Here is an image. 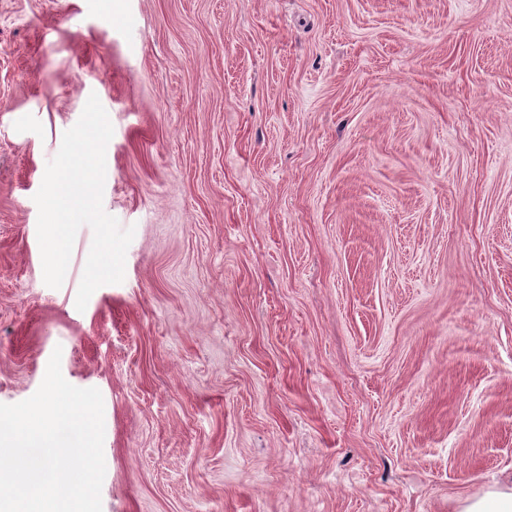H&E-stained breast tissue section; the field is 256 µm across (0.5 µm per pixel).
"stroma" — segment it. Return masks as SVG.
Returning <instances> with one entry per match:
<instances>
[{"mask_svg":"<svg viewBox=\"0 0 512 512\" xmlns=\"http://www.w3.org/2000/svg\"><path fill=\"white\" fill-rule=\"evenodd\" d=\"M93 94L135 235L80 311L33 197ZM57 348L103 512L512 489V0H0V403Z\"/></svg>","mask_w":512,"mask_h":512,"instance_id":"1","label":"stroma"}]
</instances>
